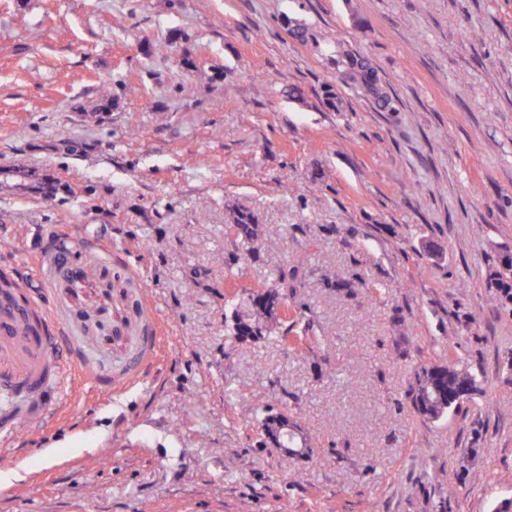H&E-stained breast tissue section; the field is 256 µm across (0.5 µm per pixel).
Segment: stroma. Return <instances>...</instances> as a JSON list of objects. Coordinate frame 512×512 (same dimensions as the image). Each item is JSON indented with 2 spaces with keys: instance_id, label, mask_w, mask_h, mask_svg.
I'll list each match as a JSON object with an SVG mask.
<instances>
[{
  "instance_id": "1",
  "label": "stroma",
  "mask_w": 512,
  "mask_h": 512,
  "mask_svg": "<svg viewBox=\"0 0 512 512\" xmlns=\"http://www.w3.org/2000/svg\"><path fill=\"white\" fill-rule=\"evenodd\" d=\"M238 210L280 242L235 289L306 257L302 346L224 334ZM1 239L0 273L102 384L0 450L22 480L0 512L512 501V311L488 304L512 248V0H0ZM451 353L480 392L425 419L416 371ZM266 404L309 457L261 446ZM337 57L336 65L341 66L342 70L340 71H342L345 76L352 81L358 82L361 87L372 96L382 100L385 98L377 81L371 79L373 70L367 60L364 59L363 62H359L358 57L349 52L339 53ZM357 64L361 70L356 69Z\"/></svg>"
}]
</instances>
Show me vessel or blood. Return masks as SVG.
Returning <instances> with one entry per match:
<instances>
[{
    "label": "vessel or blood",
    "mask_w": 512,
    "mask_h": 512,
    "mask_svg": "<svg viewBox=\"0 0 512 512\" xmlns=\"http://www.w3.org/2000/svg\"><path fill=\"white\" fill-rule=\"evenodd\" d=\"M38 305L19 289L0 296V402L19 397L40 403L39 420L56 415L51 391H64L72 373L59 354L61 336L38 322Z\"/></svg>",
    "instance_id": "1"
}]
</instances>
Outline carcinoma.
I'll list each match as a JSON object with an SVG mask.
<instances>
[{"label":"carcinoma","mask_w":512,"mask_h":512,"mask_svg":"<svg viewBox=\"0 0 512 512\" xmlns=\"http://www.w3.org/2000/svg\"><path fill=\"white\" fill-rule=\"evenodd\" d=\"M336 65L342 68L345 76L359 83L367 93L378 99L384 98L377 82L371 79L372 68L368 61L360 62L355 55L342 52L337 54ZM233 230L240 250L225 261V266L229 268L256 258L264 241L254 216L246 211L234 213ZM304 263L305 257L296 255L291 266L285 265L277 271L269 287L252 295H224V325L227 335L240 342H261L274 338L281 343H288V332H278L279 318L276 308L281 303H288L289 291L297 287L298 272ZM489 281L492 298L511 310L512 280L500 277L499 264H494ZM476 391V376L460 367L459 360L450 355L439 364L421 368L410 397L419 415L428 420H440L449 411L471 399ZM258 412L261 413V427L267 430L281 418H292L286 409L275 411L264 406Z\"/></svg>","instance_id":"1"}]
</instances>
